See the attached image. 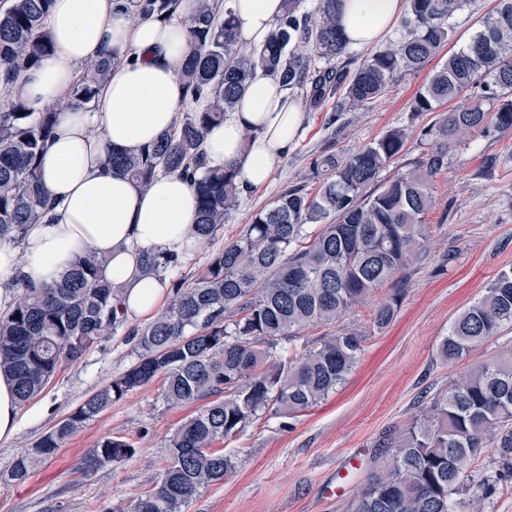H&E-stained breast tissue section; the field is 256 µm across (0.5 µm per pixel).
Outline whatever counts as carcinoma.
I'll use <instances>...</instances> for the list:
<instances>
[{"label": "carcinoma", "instance_id": "obj_1", "mask_svg": "<svg viewBox=\"0 0 512 512\" xmlns=\"http://www.w3.org/2000/svg\"><path fill=\"white\" fill-rule=\"evenodd\" d=\"M52 2L0 4L4 83L52 54ZM340 2L317 0L310 12L302 0H283L265 42L247 48L237 41L225 0H195L192 48L179 68L185 108L152 145L137 154L114 152L109 164L143 188L160 174L188 181L198 204L196 234L206 243L238 205L242 190L234 170L206 167L204 137L233 110L257 71L311 109L333 96L338 112L364 108L387 93L396 75L423 69L452 41L449 20L468 0H407L401 41L363 59L349 53L339 27ZM177 3L142 0L138 8L160 17ZM110 67L109 57L90 63L70 89L73 103L94 104ZM484 101L499 107L490 114ZM411 111L437 113L419 131L420 139L435 146L373 193L366 189L403 151L406 133L400 129L344 159L318 156L313 169L327 177L315 194L302 186L279 192L190 283L179 275L178 255L143 256L142 273L169 279L172 296L152 322L128 330L137 360L21 453L7 479L26 481L87 421L161 376L170 405L212 401L177 429L168 444V466L130 512H181L188 499L224 480L232 467L214 443L243 432L267 411L290 418L335 390L355 367L365 333L338 328L317 346L288 357L277 355L278 347L294 342L308 326L336 325L400 270L421 261L432 229L425 223L433 203L431 178L448 168V156L462 140L490 131L512 134V0H497L469 41L429 75ZM57 122L53 105L36 112L19 97L0 102V240L20 243L28 225L47 222L39 158ZM310 224L322 226L311 241ZM106 264L95 253L80 255L50 286L19 285L16 301L0 313V371L11 378L19 404L41 394L62 362L78 361L127 323L122 289L105 276ZM399 298L395 288L374 308L373 330L392 323ZM505 326H512V269L497 273L483 297L454 318L438 357L458 361ZM133 453L126 441L108 437L91 450L85 468L121 462ZM486 454L488 463L473 469ZM511 480L512 353L470 369L433 396L394 441L387 469L370 478L349 512H477Z\"/></svg>", "mask_w": 512, "mask_h": 512}]
</instances>
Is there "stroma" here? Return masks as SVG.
<instances>
[{
    "label": "stroma",
    "mask_w": 512,
    "mask_h": 512,
    "mask_svg": "<svg viewBox=\"0 0 512 512\" xmlns=\"http://www.w3.org/2000/svg\"><path fill=\"white\" fill-rule=\"evenodd\" d=\"M494 5L495 0H470L451 19L454 39L432 66L464 45L475 22ZM427 75L424 69L402 73L388 95L357 111L334 113L330 101L306 110L295 144L271 180L241 196L217 235L183 260L182 278H191L212 253L239 236L252 214L284 188L301 185L316 193L319 181L310 171L316 156L343 158L389 130H405L403 152L379 174L384 183L429 152L432 142L418 132L435 115L411 110ZM432 184L435 203L426 221L434 235L425 260L396 276L402 300L393 323L380 332L370 327L373 308L388 295L384 289L350 309L340 326L366 332L368 339L344 383L295 418L267 413L218 442L233 469L188 500L181 512H347L370 477L387 465L390 443L434 394L472 366L512 351L507 326L458 362L443 363L437 352L456 315L484 294L499 271L512 268V134L467 138ZM144 324V319L129 318L127 328L94 343L80 360L64 363L31 404L21 405L15 436L0 441V512H126L148 490L150 479L162 473L170 437L199 406L168 405L158 377L87 421L26 482L3 479L18 454L136 361L127 329ZM34 407L40 410L35 420L29 417ZM106 437L126 440L134 455L83 471L85 456Z\"/></svg>",
    "instance_id": "35a3bbf8"
}]
</instances>
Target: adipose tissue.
<instances>
[{
  "label": "adipose tissue",
  "mask_w": 512,
  "mask_h": 512,
  "mask_svg": "<svg viewBox=\"0 0 512 512\" xmlns=\"http://www.w3.org/2000/svg\"><path fill=\"white\" fill-rule=\"evenodd\" d=\"M238 39L262 43L282 11V0H227ZM405 0H343L339 22L350 44H377L397 24ZM192 0H180L167 19L135 18L114 0H54L50 14L55 49L41 65L10 86L33 108L57 105L56 134L41 157L44 186L55 202L53 219L27 229L21 247L0 241V306L15 299L17 281L39 288L53 283L81 253L106 256L107 278L123 289L127 313L154 314L166 282L143 275L142 254L191 256L196 199L175 174L148 189L118 171L107 158L136 153L170 129L185 106L179 66L190 40ZM114 64L96 107L70 104L67 91L89 62ZM304 121L301 105L270 76L256 73L224 121L204 141L208 167H232L246 187H260L287 155Z\"/></svg>",
  "instance_id": "adipose-tissue-1"
}]
</instances>
